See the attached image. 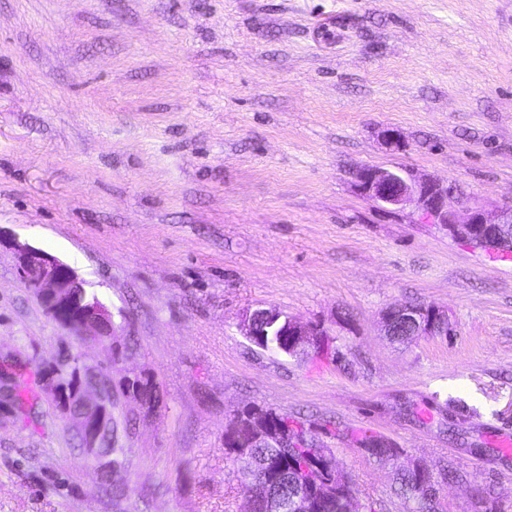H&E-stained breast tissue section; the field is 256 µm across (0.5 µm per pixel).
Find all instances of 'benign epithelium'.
Instances as JSON below:
<instances>
[{
  "label": "benign epithelium",
  "instance_id": "1",
  "mask_svg": "<svg viewBox=\"0 0 512 512\" xmlns=\"http://www.w3.org/2000/svg\"><path fill=\"white\" fill-rule=\"evenodd\" d=\"M356 187L368 200L384 206L415 204L422 213L437 224H445L454 236L470 243L500 250H512V201L494 208H487L467 200L464 205L467 217L461 221L455 211L448 208V198L455 187L436 180H425L410 184L403 170L381 167H362L354 173ZM20 275L46 313L60 325L80 335L92 331L91 339L100 342L113 335L112 315L96 298L85 296L84 282L74 271L54 256L28 246L16 249ZM268 318L286 319L284 335L288 336V354L294 355L306 347L321 346L323 333L316 327L305 324L287 315L282 310L269 306L263 308ZM385 336L395 341L404 337L410 341L418 336L448 334V314L433 306L405 305L386 310L381 318ZM53 399L62 414L71 423L81 438L85 450L99 459V471L112 473V459L99 448L100 436L109 426L111 410L102 388L112 389L116 385L129 388L130 400L140 414H154L156 405L144 389L150 376L146 373L124 377L119 383L102 376L80 364L62 375L56 366L48 369ZM91 377L95 388L85 384Z\"/></svg>",
  "mask_w": 512,
  "mask_h": 512
}]
</instances>
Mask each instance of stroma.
<instances>
[{
	"label": "stroma",
	"instance_id": "35a3bbf8",
	"mask_svg": "<svg viewBox=\"0 0 512 512\" xmlns=\"http://www.w3.org/2000/svg\"><path fill=\"white\" fill-rule=\"evenodd\" d=\"M365 166L512 200V0H0V366L31 383L71 353L164 395L117 503L47 392L0 420V512H244L224 429L249 406L327 443L356 512H402L371 434L463 475L447 512H512V258L362 197ZM17 243L75 271L130 359L44 311ZM402 305L447 335L390 342ZM261 306L325 352L251 344ZM381 326L383 334L390 340L395 341L403 336L408 342L418 336L447 335L448 314L433 306L393 307L382 314Z\"/></svg>",
	"mask_w": 512,
	"mask_h": 512
}]
</instances>
